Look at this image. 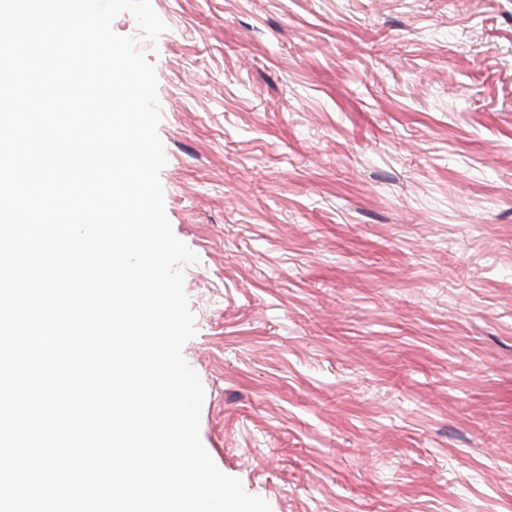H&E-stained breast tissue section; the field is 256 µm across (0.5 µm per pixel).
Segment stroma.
Listing matches in <instances>:
<instances>
[{
  "label": "stroma",
  "instance_id": "1",
  "mask_svg": "<svg viewBox=\"0 0 512 512\" xmlns=\"http://www.w3.org/2000/svg\"><path fill=\"white\" fill-rule=\"evenodd\" d=\"M200 439L271 512H512V0H151Z\"/></svg>",
  "mask_w": 512,
  "mask_h": 512
}]
</instances>
